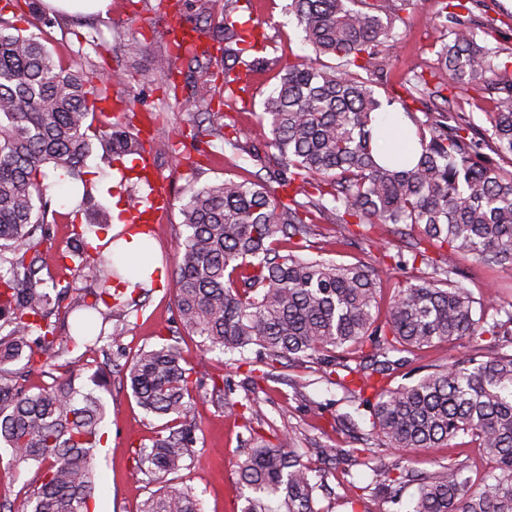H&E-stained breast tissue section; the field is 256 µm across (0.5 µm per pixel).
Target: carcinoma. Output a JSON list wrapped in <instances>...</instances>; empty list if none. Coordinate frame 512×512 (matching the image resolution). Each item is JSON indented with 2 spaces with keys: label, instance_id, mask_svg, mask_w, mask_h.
Wrapping results in <instances>:
<instances>
[{
  "label": "carcinoma",
  "instance_id": "obj_1",
  "mask_svg": "<svg viewBox=\"0 0 512 512\" xmlns=\"http://www.w3.org/2000/svg\"><path fill=\"white\" fill-rule=\"evenodd\" d=\"M238 0H224V88L206 76L211 58L191 45L157 60L170 80L176 61L202 73L192 102L209 106L247 80L259 59H242L245 42L233 15ZM479 0H442L436 18L448 31L438 65L461 84L492 73L496 111L489 127L450 107L443 89L423 76L407 75L398 97L411 117L420 154L406 161L391 143L388 164L377 159L373 126L383 105L374 86L388 77L395 0H290L288 11L322 64L298 59L283 69L262 102L259 118L270 125L267 176L226 179L186 190L179 211L186 235L178 245L173 279L184 332L203 345L240 356L252 366L240 406L260 411L262 382L277 366H305L369 412L365 447L320 448L321 461L361 458L388 502L413 486L410 512H512V301L477 299L463 284L460 260L512 269V75L494 63L495 51L478 43L476 28L497 31L494 20L478 23L470 5ZM0 7V444L15 468L37 465L38 485L25 512H90L97 488L96 457L103 441L105 404L97 389L71 381L33 391L26 378L37 356L81 347L106 352L123 331L92 335L87 317L103 309H130L123 268L101 254L84 234L69 249L74 275L99 283L78 288L52 282L44 288L41 245L47 203L39 181L48 164L76 178L91 144L89 118L105 113L108 88L92 85L81 70L55 64L46 46L24 35ZM244 69H238V65ZM97 136L101 158L143 157L139 133L120 124ZM338 227L336 244H349V226L392 225L400 245L391 264L300 255L320 219ZM397 277L381 308V284ZM77 314L74 334L60 336L51 321L55 304ZM489 342L483 343L484 336ZM466 339L473 354L451 358L411 385L389 379L418 353L439 344L453 349ZM257 349L261 368L246 353ZM25 364L8 369L19 359ZM132 395L148 414L190 418L206 374L183 365L173 343L139 351L125 365ZM249 449L238 462L243 490L240 512H321L319 495H331L326 469L304 461L309 449L288 434L272 443L244 424ZM469 437L491 467L476 481L466 463L421 472L400 452L442 448ZM194 428L181 425L138 453L139 470L158 480L186 467L194 454ZM398 453L385 462L378 449ZM139 512H198L194 495L173 482L162 485Z\"/></svg>",
  "mask_w": 512,
  "mask_h": 512
}]
</instances>
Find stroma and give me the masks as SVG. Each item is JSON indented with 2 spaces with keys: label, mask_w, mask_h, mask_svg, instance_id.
Returning a JSON list of instances; mask_svg holds the SVG:
<instances>
[{
  "label": "stroma",
  "mask_w": 512,
  "mask_h": 512,
  "mask_svg": "<svg viewBox=\"0 0 512 512\" xmlns=\"http://www.w3.org/2000/svg\"><path fill=\"white\" fill-rule=\"evenodd\" d=\"M289 0H238L237 15L253 28L264 45L263 51H247L244 60L263 58L264 63L252 72L239 97H215L210 111L197 113L194 108L180 106L186 88H179L177 99H168L164 82L152 70L154 59L171 47V30L201 28L200 47L213 52V73H221L223 59L216 53L223 47L221 32L224 11L220 0H187L174 9L158 0H112L106 15L67 16L41 6L31 10L25 0H15L5 14L23 34L38 37L54 52L56 62L83 68L94 85L110 83L113 73H120L122 84H110L111 96L134 97V111L126 116V124L135 126L145 147L144 159L117 160L101 158L100 148H92L86 157L82 176L74 180L61 176L52 166H45L41 177L48 202L46 222L49 238L41 246L46 280H72L77 287H87L84 279H74L61 256L75 233L81 232L88 214L95 206L119 209L121 220H130L129 199H136L144 211L146 226L152 232L150 247L138 262L128 265L127 278L136 281L138 267L162 268L172 275L177 247L185 235L179 207L187 186L203 187L227 178L254 179L261 171L270 128L259 120L263 99L276 86L283 66L296 57L313 58L304 33L286 6ZM439 0H406L395 23L396 60L387 84L377 86L376 94L384 99L400 95L399 80L404 74L427 75L431 85L447 87L455 102L470 112L474 123L486 126V114L494 102L484 84L456 86L447 72L440 70L436 52L444 37L443 29L432 25L430 18L439 10ZM477 18L500 21L501 34L489 39V47L499 52L500 61L512 65V0H481L474 8ZM220 127L218 137L198 142L190 159L171 153L169 144L189 141L195 123ZM239 136L242 147L233 149L226 140ZM163 182L170 196L168 209L161 214L150 212V184ZM336 227L323 220L308 239L303 255L325 257L352 263L364 259L357 246H338L333 242ZM478 298L495 297L512 300V270L472 267L465 282ZM123 327L126 357L138 350L151 349L163 340L177 338L188 365L205 370L215 380L231 384L228 392H208L197 398L194 417L199 426L194 457L189 466L175 476L177 483L191 488L200 512H240L236 469L247 448V431L235 409L245 390L242 383L246 368L237 366L229 355L203 347L200 337L185 333L167 283H154L144 297V307L120 318L107 319L106 330ZM45 370L33 371L27 378L31 387L46 386L66 380L84 384L95 370L104 368L106 357L99 351L76 350L60 357H43ZM277 380L265 383L261 392V418L254 426L265 436L289 433L298 447L309 449L311 466H320L315 451L319 448H351L358 431L368 430L369 415L359 410L336 387L320 382L316 374L304 367L277 368ZM106 418L105 440L97 459L101 490L94 505L99 512H139L140 505L158 482L137 467L138 452L151 446L153 439L166 430L163 418L147 414L132 395L130 384L121 373H113L104 394ZM350 415L354 428L333 427L335 415ZM406 457L421 471L429 472L453 462L472 465L473 478H481L487 470L477 449L450 445L407 451ZM10 452L0 447V512H22L27 497L37 486L36 467L14 471ZM327 481L334 489L330 499L332 512H346L344 498L360 497L362 512H397L395 505L385 502L373 488L375 478L365 466L337 459Z\"/></svg>",
  "instance_id": "obj_1"
}]
</instances>
